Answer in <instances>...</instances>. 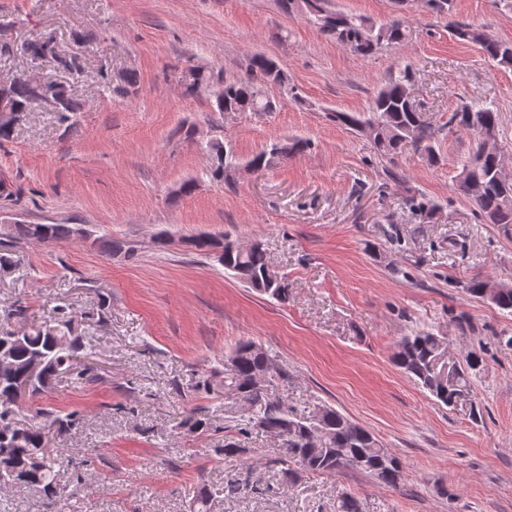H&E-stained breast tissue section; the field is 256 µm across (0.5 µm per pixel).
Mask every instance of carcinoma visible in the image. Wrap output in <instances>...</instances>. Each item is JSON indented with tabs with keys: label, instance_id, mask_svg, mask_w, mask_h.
Wrapping results in <instances>:
<instances>
[{
	"label": "carcinoma",
	"instance_id": "cac0c4a2",
	"mask_svg": "<svg viewBox=\"0 0 512 512\" xmlns=\"http://www.w3.org/2000/svg\"><path fill=\"white\" fill-rule=\"evenodd\" d=\"M283 8L296 12L318 25L336 43L359 56H370L378 50L401 46L412 38L411 27L402 19L379 23L371 17L347 13L330 7V0H282ZM452 35L458 40L480 46L483 55L495 66L512 69V42L485 37L483 28L457 22ZM19 54L32 60L50 57L69 70L74 58L61 55L52 37L20 42ZM251 74L245 79L223 80L224 95L214 98L216 111L272 112L275 103L266 96L262 85L271 83L288 87V80L279 63L263 53L251 57ZM413 69L407 65L392 76L375 94L366 112L336 111L333 117L348 128L364 132L376 130L372 142L381 158L394 163L396 157L412 150L436 164L440 154L435 127L427 122L419 103L411 96ZM185 86L192 93L208 89L212 74L203 66L191 67L182 74ZM41 101L55 112H75L72 89L56 80H45L40 86L25 77L0 87V138L10 136L19 115L29 111L31 104ZM448 127L464 132L479 141L481 136L493 139L500 135V115L492 104L481 99L462 103L448 119ZM310 142L301 138H285L272 142L254 155L247 165L266 169L305 152ZM209 173L224 180L236 165L224 144L214 142L206 147ZM502 159L496 152L484 153L475 146L462 163L456 190L468 198L476 219L482 224H497L504 232L512 231V180L498 176ZM77 239L75 224H24L16 222L8 243L0 245V276L16 270L9 253L12 243L32 240L38 243ZM197 252L222 249L220 260L224 269L243 283L280 302L288 300V280L278 275L267 277L269 261L258 243L242 247L234 242H220L208 236L187 240ZM468 295L487 299L498 309L512 313V283L477 276L466 285ZM26 307L7 306L0 311V486L37 491L51 504L68 501L71 495L57 480L61 467L76 464L72 452L48 445L49 434L61 435L81 422L77 413L60 415L50 407L35 410L39 421L24 424L19 419L25 398L33 399L48 393L56 380L71 375L81 379L87 369L77 370V358L91 347L92 337L75 333L72 313L54 310L50 323L31 325L24 330L14 327V320L25 317ZM394 364L433 400L454 407L466 400L473 380L480 373L484 359L472 352L457 360L448 355V338L432 331L419 330L401 338L392 356ZM232 368L224 371V379L216 373L202 375L194 390L206 394L218 389L224 395L239 394L248 400L246 414L234 427L240 435L254 429L278 439L285 448L282 461L313 473L360 471L373 476L389 487L403 479L400 457L387 448L370 430L351 421L331 406L303 412L291 409L272 397L268 389L255 386L256 377L266 374L267 382L283 379L286 370L269 351L251 341H241L230 354ZM177 427L192 433L210 430L209 418L196 411L180 419Z\"/></svg>",
	"mask_w": 512,
	"mask_h": 512
}]
</instances>
